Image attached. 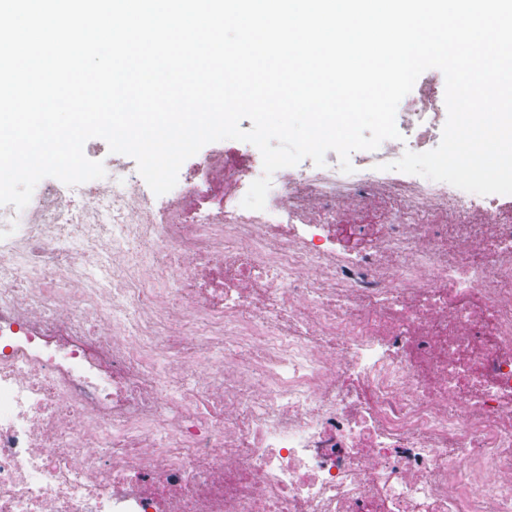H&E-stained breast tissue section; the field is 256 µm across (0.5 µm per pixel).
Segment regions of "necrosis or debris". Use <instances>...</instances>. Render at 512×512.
Returning a JSON list of instances; mask_svg holds the SVG:
<instances>
[{
	"instance_id": "obj_1",
	"label": "necrosis or debris",
	"mask_w": 512,
	"mask_h": 512,
	"mask_svg": "<svg viewBox=\"0 0 512 512\" xmlns=\"http://www.w3.org/2000/svg\"><path fill=\"white\" fill-rule=\"evenodd\" d=\"M443 103L261 210L247 147L159 209L134 177L0 206V512H512V195L384 168Z\"/></svg>"
}]
</instances>
